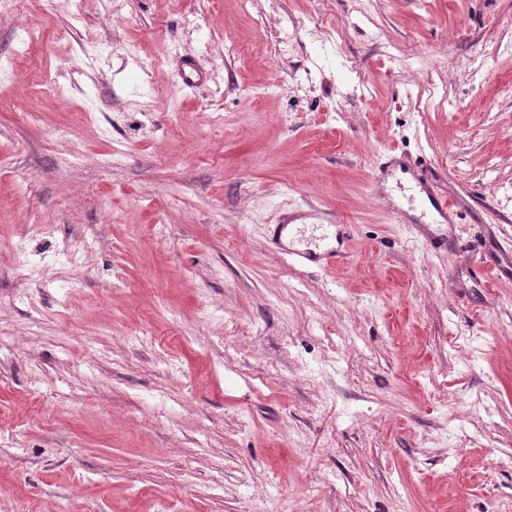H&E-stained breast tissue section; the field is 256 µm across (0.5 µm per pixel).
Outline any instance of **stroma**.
I'll return each instance as SVG.
<instances>
[{
	"instance_id": "stroma-1",
	"label": "stroma",
	"mask_w": 512,
	"mask_h": 512,
	"mask_svg": "<svg viewBox=\"0 0 512 512\" xmlns=\"http://www.w3.org/2000/svg\"><path fill=\"white\" fill-rule=\"evenodd\" d=\"M509 189L512 0H0V512H512ZM427 198L432 202L434 210L443 220L441 224H458L460 212L454 203H449L446 195H438L431 191L428 187L422 186ZM342 220L337 212L330 208L313 205L298 207L281 213L271 224L269 243L277 250L294 258L302 265L314 264L326 271L336 261L348 258L345 254L336 255V247H327L322 252L310 248L305 236V227L297 224H339ZM272 226L274 229L272 230Z\"/></svg>"
}]
</instances>
